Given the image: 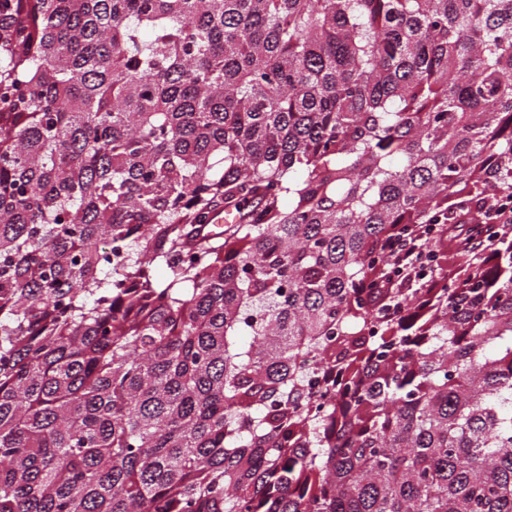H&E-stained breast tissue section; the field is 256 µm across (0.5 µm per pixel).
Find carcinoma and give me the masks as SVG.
Listing matches in <instances>:
<instances>
[{"mask_svg": "<svg viewBox=\"0 0 512 512\" xmlns=\"http://www.w3.org/2000/svg\"><path fill=\"white\" fill-rule=\"evenodd\" d=\"M501 190L512 0H0V512H512ZM475 224H489L487 228H492L494 234H498L499 229L511 227L507 224H512V193L486 198L480 210V220ZM432 237L431 226L424 230L412 233L393 241L389 248V263L391 267L388 273L390 282L399 280L397 271L414 272L420 268L428 267L432 262L431 250L428 242Z\"/></svg>", "mask_w": 512, "mask_h": 512, "instance_id": "obj_1", "label": "carcinoma"}]
</instances>
